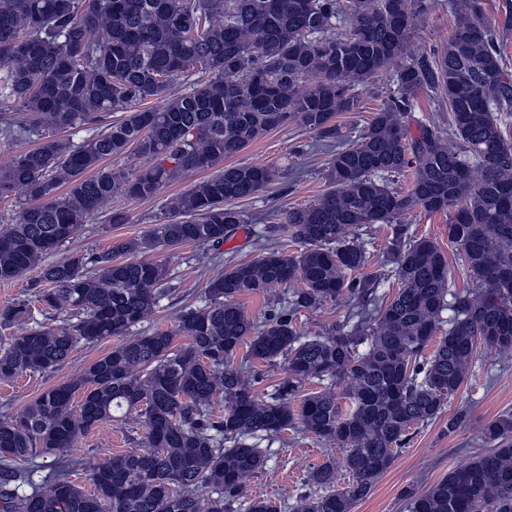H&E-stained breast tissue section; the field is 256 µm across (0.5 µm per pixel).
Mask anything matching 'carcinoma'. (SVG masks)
Returning <instances> with one entry per match:
<instances>
[{
  "label": "carcinoma",
  "instance_id": "carcinoma-1",
  "mask_svg": "<svg viewBox=\"0 0 512 512\" xmlns=\"http://www.w3.org/2000/svg\"><path fill=\"white\" fill-rule=\"evenodd\" d=\"M421 4L0 0V99L9 104L0 140L37 139L0 166V197L19 190L25 199L0 225V281L40 269L48 288L38 301L64 315L32 327L28 302L0 307V328L16 330L0 349V380L55 372L79 345L124 337L0 422V512H278L268 498L246 497L245 479L265 463L250 439L298 425L342 454L308 472L314 492L299 512H352L409 430L443 413L478 345L512 354V70L485 0H455L448 43L411 50ZM388 72L395 89L344 143L334 118L356 111L357 88ZM191 73L206 80L188 90ZM421 93L448 105V125L412 115ZM149 98L160 106L129 109ZM112 112L123 116L79 145L48 134ZM292 121L336 144L328 188L288 209L273 230L297 250L271 247L221 271L207 282L206 304L183 311L171 332L134 331L171 292V274L127 255L191 243L207 262L221 261L224 241L246 223L233 201L278 176L272 165L224 161ZM131 149L151 164L131 176L103 165ZM205 170L212 174L168 204L175 217L143 237L43 263L112 195L147 199ZM409 170V187H395ZM416 209L449 213L448 241L473 289L453 290L437 242L400 222ZM370 224L392 225L400 287L387 301L381 275L363 274L366 249L353 237ZM282 285L290 297L261 323L237 302ZM329 301L349 303L355 324L302 335L294 317ZM245 343L252 359H283L286 378L258 391L234 366ZM312 379L330 384L293 407ZM219 398L222 416L213 411ZM112 421L129 426L132 448L95 464L87 492L69 478L68 450ZM483 435L493 447L408 493L406 512H512V417L488 423ZM52 454L45 485L33 483L27 466ZM19 481L32 492L19 494Z\"/></svg>",
  "mask_w": 512,
  "mask_h": 512
}]
</instances>
